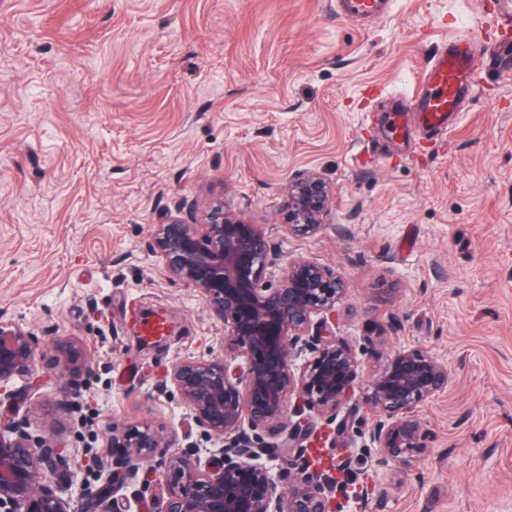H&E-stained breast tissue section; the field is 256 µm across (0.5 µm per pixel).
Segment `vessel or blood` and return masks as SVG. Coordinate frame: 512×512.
Instances as JSON below:
<instances>
[{"mask_svg":"<svg viewBox=\"0 0 512 512\" xmlns=\"http://www.w3.org/2000/svg\"><path fill=\"white\" fill-rule=\"evenodd\" d=\"M470 69L465 41L451 42L433 55L410 103V111L417 114L428 130L447 127L449 114L457 112L462 97L470 89Z\"/></svg>","mask_w":512,"mask_h":512,"instance_id":"obj_1","label":"vessel or blood"}]
</instances>
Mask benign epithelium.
I'll return each mask as SVG.
<instances>
[{
  "label": "benign epithelium",
  "instance_id": "obj_1",
  "mask_svg": "<svg viewBox=\"0 0 512 512\" xmlns=\"http://www.w3.org/2000/svg\"><path fill=\"white\" fill-rule=\"evenodd\" d=\"M332 195L331 183L317 172L292 177L285 192L288 231L318 233ZM153 239L169 278L195 288L224 323L221 352L180 360L161 388L222 444V459L204 465L175 437L146 424L112 431L108 447L118 464L112 478L98 487L78 480L62 446L33 436L20 417L39 362L49 357L68 371L78 345L61 337L41 349L23 323L0 318V512H113L111 496L134 473L130 463L153 460L158 448L172 449L159 462L162 512H334L337 488L350 481L315 462L311 425L282 419L296 400L295 412L309 408L332 423L352 396L360 362L328 324L345 299V277L300 260L283 268L277 285L266 284L264 271L279 264V254L260 228L221 207L205 224H186L171 214L154 225ZM305 352L309 356L296 365ZM238 358L244 366L233 365ZM20 379L27 381L24 392L11 389ZM448 379V364L431 353L396 351L372 381L369 447L398 463L421 453L422 427L413 409L444 390ZM271 424L286 432L279 447L295 452L294 474H274L258 462L269 448L253 431ZM47 473L56 488L42 483ZM283 484L288 491H279Z\"/></svg>",
  "mask_w": 512,
  "mask_h": 512
}]
</instances>
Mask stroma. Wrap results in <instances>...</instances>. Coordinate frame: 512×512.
Wrapping results in <instances>:
<instances>
[{"instance_id":"stroma-1","label":"stroma","mask_w":512,"mask_h":512,"mask_svg":"<svg viewBox=\"0 0 512 512\" xmlns=\"http://www.w3.org/2000/svg\"><path fill=\"white\" fill-rule=\"evenodd\" d=\"M504 0H0V316L35 341L77 339L38 369L33 434L63 441L84 482L113 431L147 423L209 459L213 442L157 389L179 360L220 352L223 323L169 279L153 227L217 205L282 261L341 273L335 332L361 370L338 416L368 500L335 512H512V27ZM470 41L472 92L438 135L393 133L438 48ZM334 186L312 237L289 234L285 189ZM136 307L179 325L147 342ZM421 347L448 387L420 403L410 464L369 445L374 371Z\"/></svg>"}]
</instances>
